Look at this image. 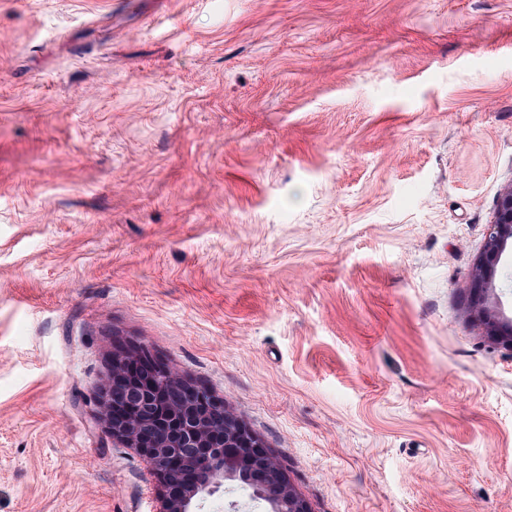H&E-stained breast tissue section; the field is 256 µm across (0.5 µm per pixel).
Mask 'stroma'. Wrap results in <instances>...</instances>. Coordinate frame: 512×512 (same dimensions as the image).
Instances as JSON below:
<instances>
[{
	"label": "stroma",
	"mask_w": 512,
	"mask_h": 512,
	"mask_svg": "<svg viewBox=\"0 0 512 512\" xmlns=\"http://www.w3.org/2000/svg\"><path fill=\"white\" fill-rule=\"evenodd\" d=\"M510 184L512 0H0V512H158L141 344L312 512H512ZM512 252V184L498 197L492 220L487 224L483 248L466 286L471 307L487 329V336L512 351V322L501 323L488 307L497 266L508 248Z\"/></svg>",
	"instance_id": "obj_1"
}]
</instances>
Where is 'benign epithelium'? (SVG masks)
Here are the masks:
<instances>
[{"label":"benign epithelium","instance_id":"1","mask_svg":"<svg viewBox=\"0 0 512 512\" xmlns=\"http://www.w3.org/2000/svg\"><path fill=\"white\" fill-rule=\"evenodd\" d=\"M512 248V184L498 197L487 224L483 248L467 284L471 307L487 329V335L512 351V322L502 323L488 307L497 266ZM140 362L152 365L138 384V396L123 405L107 391L98 404L97 419L108 426L112 438L138 450L160 477L163 498L160 512H194L197 500L240 472L251 469L254 458L263 459L267 471L279 475V485L265 496L269 512H311L307 502L292 488L283 468L262 441L236 420L224 400L204 385L181 379L169 366L156 363L148 351ZM166 385H186L192 403L151 407L154 395ZM177 448H198L192 465L185 467ZM183 489L171 490L174 478Z\"/></svg>","mask_w":512,"mask_h":512}]
</instances>
